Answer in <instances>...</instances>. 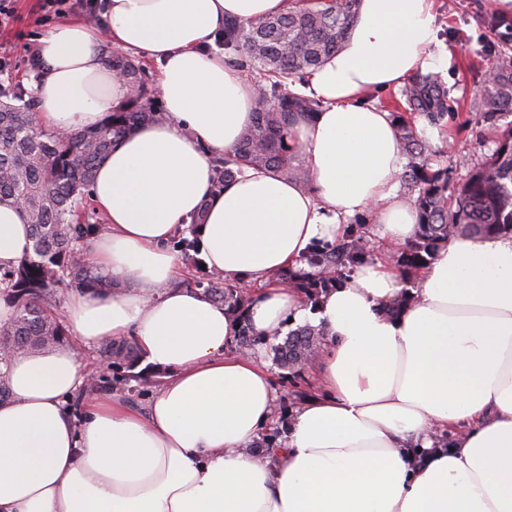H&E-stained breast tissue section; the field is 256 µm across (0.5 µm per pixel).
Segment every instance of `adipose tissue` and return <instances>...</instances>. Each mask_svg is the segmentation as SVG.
<instances>
[{"mask_svg":"<svg viewBox=\"0 0 512 512\" xmlns=\"http://www.w3.org/2000/svg\"><path fill=\"white\" fill-rule=\"evenodd\" d=\"M295 3L104 0L99 23L67 19L39 38L45 127H95L125 100L107 45L157 64L166 117L117 142L91 188L106 230L87 259L117 290H72L71 344L9 361L0 512H512L511 234L451 238L410 290L390 260L367 262L314 310L269 281L365 214L385 251L413 240L407 158L389 112L361 98L434 67L433 0H358L341 49L307 73L321 110L292 139L310 186L251 170L213 191V159L251 124L257 94L206 46L225 19ZM201 209L206 264L258 285L245 312L255 332L289 318L326 332L318 388L276 450L257 445L274 417L272 375L233 351L236 319L178 283L167 242ZM31 245L19 210L0 206V267ZM118 340L166 383L146 410L104 394L75 416L81 350Z\"/></svg>","mask_w":512,"mask_h":512,"instance_id":"1","label":"adipose tissue"}]
</instances>
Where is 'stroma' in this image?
I'll use <instances>...</instances> for the list:
<instances>
[{
	"label": "stroma",
	"mask_w": 512,
	"mask_h": 512,
	"mask_svg": "<svg viewBox=\"0 0 512 512\" xmlns=\"http://www.w3.org/2000/svg\"><path fill=\"white\" fill-rule=\"evenodd\" d=\"M495 0H434L438 41L431 48L448 88V115L440 124L419 118L415 127L429 153L443 155L453 182L489 157L508 123L484 121L485 80L499 52L512 47L511 36L498 27L512 25V11L496 9ZM42 0H11L13 14L0 26V87L32 91L38 80L37 39L59 15L89 19L97 15L95 0H67L62 14L45 12Z\"/></svg>",
	"instance_id": "stroma-1"
}]
</instances>
